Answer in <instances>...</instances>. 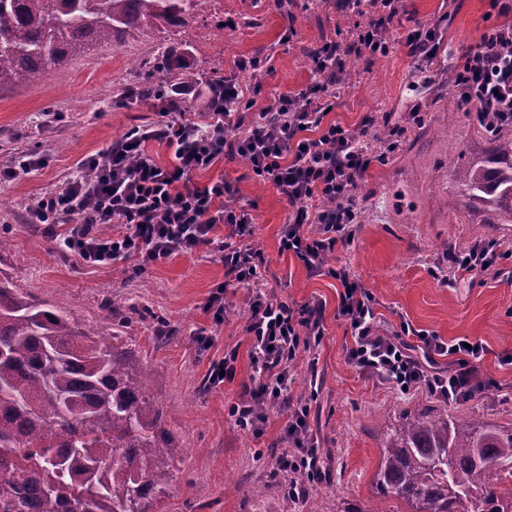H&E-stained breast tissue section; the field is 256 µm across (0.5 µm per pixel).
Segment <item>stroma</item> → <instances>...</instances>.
I'll return each mask as SVG.
<instances>
[{
  "label": "stroma",
  "instance_id": "stroma-1",
  "mask_svg": "<svg viewBox=\"0 0 512 512\" xmlns=\"http://www.w3.org/2000/svg\"><path fill=\"white\" fill-rule=\"evenodd\" d=\"M222 11H202L177 31L147 30L113 43L90 46L64 61L41 82H22L0 91V165L16 151L50 153L43 169L0 181V278L36 299L74 316L102 336L130 349L139 368L149 370L147 390L163 411V427L178 453L171 463L173 481L160 512H414L376 485L383 434L401 423L405 413L451 415L503 430L512 429V365L499 357L512 353V258L500 272L435 278L447 268L448 251L473 241L512 250V223L498 224L490 212L467 207L451 167L486 160L490 136L473 113L448 103V67L464 47L497 23L490 0H404L414 20L428 23L447 16L442 59L432 82L415 74L400 44L374 61L348 55L336 87L329 118L345 127L372 120V133L386 140L391 127H405L397 151L372 163L359 192L367 199L365 220L353 243L337 246L328 258L347 267L377 301L383 328L407 321L414 329L444 340L469 338L489 353L479 367L490 388L468 401L448 404L419 389L407 394L360 374L349 363L351 343L345 323L336 316L338 284L327 275H310L293 255L280 253L278 238L288 203L272 185L257 182L245 163H220L194 174L206 184L226 178L254 206L256 224L249 239L266 260L268 289L296 304L324 306L325 336L315 365L299 361L293 368L294 397L311 399L310 427L328 470L327 478L296 503L270 486L269 457L280 453L286 419L271 411L262 435L246 433L227 415L243 395L250 371L248 317L244 291L228 295L223 323L204 306L224 280L218 254L196 252L137 269L135 261L107 268L80 265L59 253L52 233L23 219L27 201L62 189L83 157L106 149L130 129L154 121L147 108L113 107L119 88L135 85L140 61L158 62L157 50L197 46L184 59L199 74L197 96L210 78L231 75L244 87L261 86L263 95H297L315 79L308 55L318 44L334 40L352 45L369 18L347 16L338 0H223ZM297 34L284 40L287 25ZM269 59L271 71L256 75L240 70V58ZM423 103V124L408 113ZM62 112L66 119L40 127L43 113ZM120 312L107 318L111 304ZM210 344L197 340L198 332ZM236 353L237 376L211 387L212 362Z\"/></svg>",
  "mask_w": 512,
  "mask_h": 512
}]
</instances>
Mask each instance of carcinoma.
<instances>
[{
    "label": "carcinoma",
    "mask_w": 512,
    "mask_h": 512,
    "mask_svg": "<svg viewBox=\"0 0 512 512\" xmlns=\"http://www.w3.org/2000/svg\"><path fill=\"white\" fill-rule=\"evenodd\" d=\"M203 0H0V90L38 82L95 42L181 27ZM147 70L143 95L181 77L182 55ZM488 164L453 169L475 208L512 223V136ZM130 352L0 278V512H157L173 438ZM377 485L416 512H512V431L416 417L384 435Z\"/></svg>",
    "instance_id": "1"
}]
</instances>
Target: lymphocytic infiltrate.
<instances>
[{
  "instance_id": "lymphocytic-infiltrate-1",
  "label": "lymphocytic infiltrate",
  "mask_w": 512,
  "mask_h": 512,
  "mask_svg": "<svg viewBox=\"0 0 512 512\" xmlns=\"http://www.w3.org/2000/svg\"><path fill=\"white\" fill-rule=\"evenodd\" d=\"M381 11L358 35L355 49L371 57L387 55L391 35L400 42L418 73L438 62L443 47L442 20L404 27L400 0H380ZM501 23L486 30L462 53L453 68L458 101L478 121L495 117L512 125V5H500ZM345 53L327 41L312 52L317 75L297 96L261 99L260 87H242L234 77L209 84L198 111H190V84L164 87L147 104L156 121L133 128L107 149L81 159L63 189L36 195L26 206L28 223L64 225L60 249L88 267L136 261L146 268L206 247L224 263V281L211 293L207 311L222 322L227 294L247 287L251 385L228 408L240 429L255 433L270 409L288 403L292 369L311 356L325 335L323 306H293L267 292L264 259L240 239L252 235L255 215L238 187L227 179L199 186L193 173L219 161H245L257 180L273 185L290 211L279 236V251L293 254L309 273L329 275L339 286L336 315L348 325L353 343L349 363L361 374L392 385L401 393L424 389L448 403L470 400L481 388L478 368L487 353L479 341H445L401 322L381 329L376 300L350 270L327 266L337 245L353 241L366 201L359 186L376 156L368 125L342 127L328 121L336 95V76ZM161 141L172 152L160 164L148 151ZM504 252L475 243L450 253L452 270L480 274L496 267ZM448 358L438 368V358ZM309 402L293 406L285 441L271 469L296 479L288 497L304 501L309 487L326 477L321 451L310 431Z\"/></svg>"
}]
</instances>
